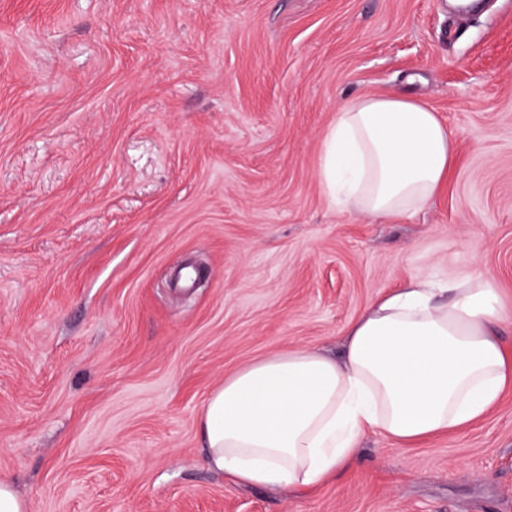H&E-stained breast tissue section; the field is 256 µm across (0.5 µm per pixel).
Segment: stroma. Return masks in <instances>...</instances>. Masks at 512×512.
I'll return each mask as SVG.
<instances>
[{
	"instance_id": "stroma-1",
	"label": "stroma",
	"mask_w": 512,
	"mask_h": 512,
	"mask_svg": "<svg viewBox=\"0 0 512 512\" xmlns=\"http://www.w3.org/2000/svg\"><path fill=\"white\" fill-rule=\"evenodd\" d=\"M397 94L455 135L447 185L402 220L334 204L337 112ZM477 273L512 298V0H0V478L29 512H512V389L309 492L214 473L197 428L226 375Z\"/></svg>"
}]
</instances>
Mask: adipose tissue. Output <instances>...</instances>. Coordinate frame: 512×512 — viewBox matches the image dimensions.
Instances as JSON below:
<instances>
[{"label": "adipose tissue", "mask_w": 512, "mask_h": 512, "mask_svg": "<svg viewBox=\"0 0 512 512\" xmlns=\"http://www.w3.org/2000/svg\"><path fill=\"white\" fill-rule=\"evenodd\" d=\"M455 155L426 104L360 98L322 141L319 182L331 201L403 219L435 198ZM511 323L494 279L409 281L367 306L342 359L296 348L225 376L198 422L207 462L242 484L311 488L351 464L366 435L404 447L471 427L512 384Z\"/></svg>", "instance_id": "obj_1"}]
</instances>
